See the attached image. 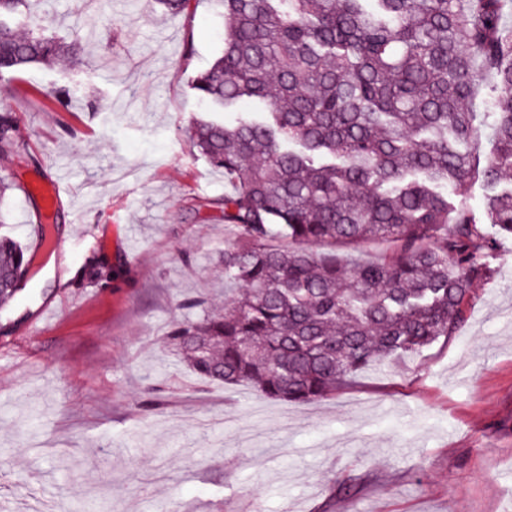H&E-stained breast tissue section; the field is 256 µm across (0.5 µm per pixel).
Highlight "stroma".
Here are the masks:
<instances>
[{
    "label": "stroma",
    "mask_w": 512,
    "mask_h": 512,
    "mask_svg": "<svg viewBox=\"0 0 512 512\" xmlns=\"http://www.w3.org/2000/svg\"><path fill=\"white\" fill-rule=\"evenodd\" d=\"M193 8L39 0L83 62L0 81L23 139L0 156V236L36 250L38 294L0 310V512H512V239L455 336L315 404L201 381L168 347L190 301H230L211 206L229 186L188 125L224 27ZM33 172L61 178L54 236L74 251L38 249ZM93 258L112 279L89 283ZM43 305L49 333L27 335Z\"/></svg>",
    "instance_id": "stroma-1"
}]
</instances>
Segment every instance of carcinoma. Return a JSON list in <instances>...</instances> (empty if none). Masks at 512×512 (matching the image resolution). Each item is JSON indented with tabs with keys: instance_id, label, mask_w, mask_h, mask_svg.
Wrapping results in <instances>:
<instances>
[{
	"instance_id": "1",
	"label": "carcinoma",
	"mask_w": 512,
	"mask_h": 512,
	"mask_svg": "<svg viewBox=\"0 0 512 512\" xmlns=\"http://www.w3.org/2000/svg\"><path fill=\"white\" fill-rule=\"evenodd\" d=\"M35 0H0V80L80 48L11 23ZM230 34L192 77L229 122L191 121L193 148L233 186L220 201L232 307L174 323L169 346L199 377L315 403L389 357L455 335L475 281L512 236V27L508 0H211ZM21 141L0 109V154ZM486 146L485 162L474 150ZM485 218L448 200L472 179ZM282 237L288 246H273ZM383 240L378 262L332 248ZM34 256L0 237V306ZM103 261L87 278H111Z\"/></svg>"
}]
</instances>
